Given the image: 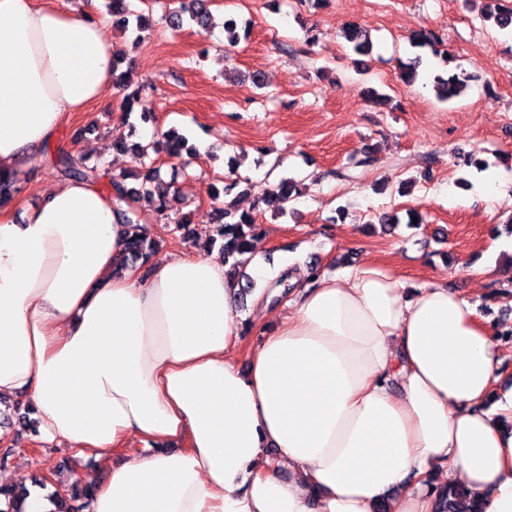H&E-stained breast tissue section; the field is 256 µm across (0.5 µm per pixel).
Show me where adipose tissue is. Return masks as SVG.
Returning a JSON list of instances; mask_svg holds the SVG:
<instances>
[{"mask_svg":"<svg viewBox=\"0 0 512 512\" xmlns=\"http://www.w3.org/2000/svg\"><path fill=\"white\" fill-rule=\"evenodd\" d=\"M98 17L0 0V172L24 176L112 84ZM126 203L98 184L0 208V395L93 460L84 512H431L452 474L512 512L501 342L441 281L323 274L239 365L237 284L217 253L120 268Z\"/></svg>","mask_w":512,"mask_h":512,"instance_id":"ef3b65f1","label":"adipose tissue"}]
</instances>
